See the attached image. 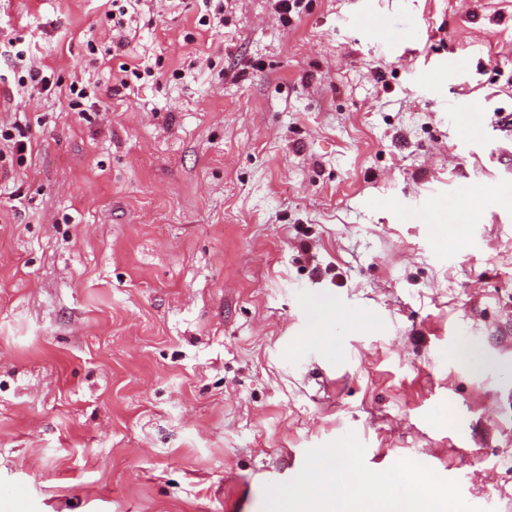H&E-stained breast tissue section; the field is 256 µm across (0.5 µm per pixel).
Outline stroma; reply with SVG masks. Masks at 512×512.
I'll return each mask as SVG.
<instances>
[{
    "instance_id": "stroma-1",
    "label": "stroma",
    "mask_w": 512,
    "mask_h": 512,
    "mask_svg": "<svg viewBox=\"0 0 512 512\" xmlns=\"http://www.w3.org/2000/svg\"><path fill=\"white\" fill-rule=\"evenodd\" d=\"M374 3L390 43L364 0H151L118 50L108 0H0L98 93L0 61V512H274L330 448L512 512V136L468 113H512V0ZM356 24L370 37L380 43L390 41V35L386 27L379 21L377 15L370 9L365 8L356 18ZM16 87H19L22 90L35 89L37 88L40 94L55 95L56 90L60 87L59 82H54L51 80V75L44 73L43 70L39 68H35L33 65L29 66L25 70V74L19 76Z\"/></svg>"
}]
</instances>
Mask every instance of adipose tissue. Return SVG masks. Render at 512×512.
I'll use <instances>...</instances> for the list:
<instances>
[{"instance_id": "adipose-tissue-1", "label": "adipose tissue", "mask_w": 512, "mask_h": 512, "mask_svg": "<svg viewBox=\"0 0 512 512\" xmlns=\"http://www.w3.org/2000/svg\"><path fill=\"white\" fill-rule=\"evenodd\" d=\"M336 453L325 454L314 466V477L307 493L309 502H322L329 512H336L339 503L359 495L371 497L376 486L384 484L387 477L382 473H372L362 484H355L349 478H337ZM450 503L447 495L436 490L419 487L405 494L391 497L386 512H448Z\"/></svg>"}]
</instances>
